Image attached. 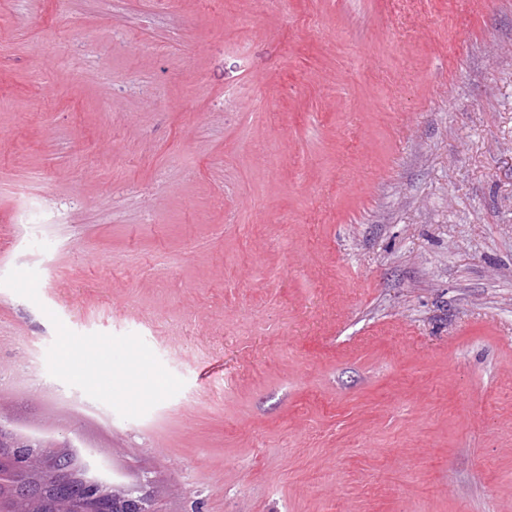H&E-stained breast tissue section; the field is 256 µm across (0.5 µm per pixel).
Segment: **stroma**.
Returning a JSON list of instances; mask_svg holds the SVG:
<instances>
[{"label": "stroma", "instance_id": "1", "mask_svg": "<svg viewBox=\"0 0 512 512\" xmlns=\"http://www.w3.org/2000/svg\"><path fill=\"white\" fill-rule=\"evenodd\" d=\"M0 407L157 512H512V0H0Z\"/></svg>", "mask_w": 512, "mask_h": 512}]
</instances>
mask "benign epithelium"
Instances as JSON below:
<instances>
[{
	"label": "benign epithelium",
	"instance_id": "benign-epithelium-1",
	"mask_svg": "<svg viewBox=\"0 0 512 512\" xmlns=\"http://www.w3.org/2000/svg\"><path fill=\"white\" fill-rule=\"evenodd\" d=\"M29 449L25 462L16 449ZM95 453L51 440L22 435L9 427L0 407V512H154L151 496L142 486L106 477ZM44 484L56 487L51 500L40 498Z\"/></svg>",
	"mask_w": 512,
	"mask_h": 512
}]
</instances>
